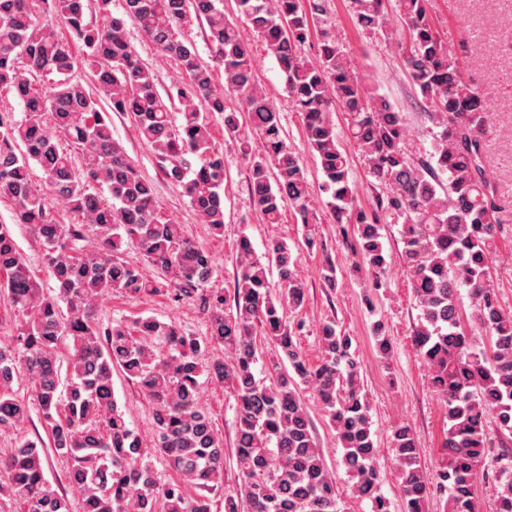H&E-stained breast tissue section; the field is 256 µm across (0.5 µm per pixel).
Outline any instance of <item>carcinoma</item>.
<instances>
[{"instance_id": "carcinoma-1", "label": "carcinoma", "mask_w": 512, "mask_h": 512, "mask_svg": "<svg viewBox=\"0 0 512 512\" xmlns=\"http://www.w3.org/2000/svg\"><path fill=\"white\" fill-rule=\"evenodd\" d=\"M99 22L86 13L89 2ZM222 0H125L123 16L112 0H0V87L23 106L20 120L0 114V198L18 223L38 240L55 281L46 294L30 272L12 231L0 225V296L21 316L16 334L0 341V428L29 418L28 403L12 389L28 377L49 435L21 437L0 455V502L12 512H71L67 496L47 479V451L66 462L69 485L81 497L80 512H213L212 495L224 497V512H338L335 478L311 431L299 386L311 387L344 449V465L357 498L371 512H389L380 493L369 406L361 362L351 338L336 322L320 327L321 358L310 364L284 317L283 307L303 309L308 291L295 269L298 255L271 241L265 259L250 239H239L232 300L208 289L214 259L182 224L158 218L155 189L112 137L107 111L130 116L140 139L165 175L182 187L202 223L224 235V156L212 145L210 117L238 142L247 163L253 209L278 224L289 206L305 227L304 244L321 246L309 225L310 190L300 157L282 135L279 113L256 87L249 45L224 16ZM359 26L386 32V0H351ZM275 59L324 176L322 192L338 224H354L355 253L382 286L388 260L381 224L402 220V261L416 294L420 316L413 331L419 355L431 368L430 382L447 419L445 460L434 477L424 472L417 438L401 423L391 433L406 512H423L434 490L447 493V512H480L474 495L479 469L492 441L487 418L512 434V314L502 310L491 287L488 258L501 224L498 189L485 167L489 105L463 77L459 55L435 27L427 0H398L406 70L427 103L437 129L427 159L403 149L404 124L386 97L368 88L332 34L324 0H235ZM185 75L176 95L163 96L153 70L126 38L125 18ZM60 20L81 44L73 53L59 33ZM204 25L213 60L224 67V90L215 87L211 66L179 29ZM318 34L316 58L298 52ZM89 70L96 91L73 79L77 65ZM51 75L46 86L34 77ZM238 98L229 109L225 93ZM178 99L181 123L172 117ZM334 112L347 117L348 136L372 178L388 192L376 209L356 208L349 161L340 149ZM262 140L254 153L250 133ZM42 184L33 180V167ZM107 190L100 197L95 187ZM62 201L77 224H59L47 197ZM94 250L78 245L85 231ZM134 245L157 274L149 278L124 258ZM277 273L285 301L271 294ZM175 297L199 301L207 336L199 338L174 322L141 316L131 323H97L104 296L152 295L160 285ZM476 306L490 339L477 354L463 331L461 292ZM378 352L391 343L385 325H373ZM276 351L275 378L256 376L261 346ZM224 348V356L200 360L202 347ZM136 384L153 409L152 450L143 448L119 408L112 372ZM227 388L236 403V461L241 475L224 492V439L202 404L201 377ZM168 462L177 479H158L150 461ZM494 512H512V463L499 468ZM196 490V496L187 493Z\"/></svg>"}]
</instances>
